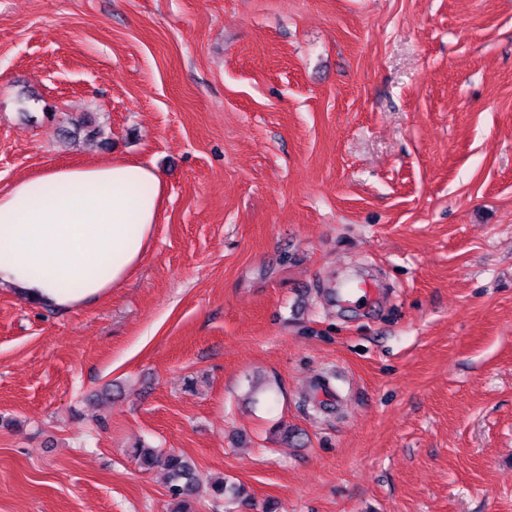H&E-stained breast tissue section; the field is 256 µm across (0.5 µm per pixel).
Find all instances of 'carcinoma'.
<instances>
[{"instance_id": "carcinoma-1", "label": "carcinoma", "mask_w": 512, "mask_h": 512, "mask_svg": "<svg viewBox=\"0 0 512 512\" xmlns=\"http://www.w3.org/2000/svg\"><path fill=\"white\" fill-rule=\"evenodd\" d=\"M132 455L141 469L150 471L158 468L163 471L169 495L175 501L173 512H192L193 499L199 490L200 480L183 455L163 452L141 444L133 447ZM210 489L215 499L231 501L244 494L243 488L230 484L223 478L214 481Z\"/></svg>"}]
</instances>
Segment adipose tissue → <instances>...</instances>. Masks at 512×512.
I'll list each match as a JSON object with an SVG mask.
<instances>
[{
  "instance_id": "1",
  "label": "adipose tissue",
  "mask_w": 512,
  "mask_h": 512,
  "mask_svg": "<svg viewBox=\"0 0 512 512\" xmlns=\"http://www.w3.org/2000/svg\"><path fill=\"white\" fill-rule=\"evenodd\" d=\"M165 195L149 162L46 163L0 192V288L61 310L108 295L143 260Z\"/></svg>"
}]
</instances>
